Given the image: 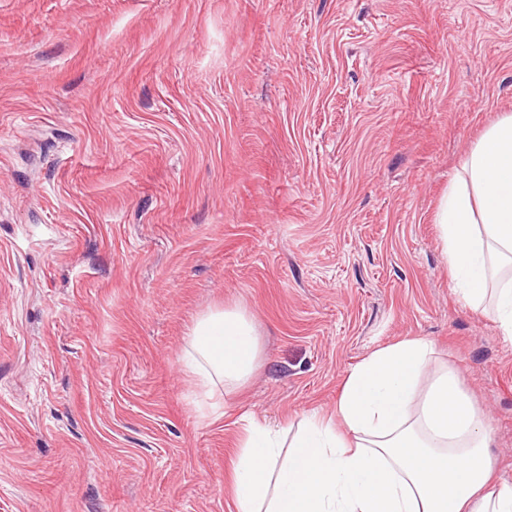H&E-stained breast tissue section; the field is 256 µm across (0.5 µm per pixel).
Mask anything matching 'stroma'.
<instances>
[{"mask_svg":"<svg viewBox=\"0 0 512 512\" xmlns=\"http://www.w3.org/2000/svg\"><path fill=\"white\" fill-rule=\"evenodd\" d=\"M512 111V0H0V512H234L242 415L422 337L512 488V341L440 198ZM253 318L222 416L180 356Z\"/></svg>","mask_w":512,"mask_h":512,"instance_id":"stroma-1","label":"stroma"}]
</instances>
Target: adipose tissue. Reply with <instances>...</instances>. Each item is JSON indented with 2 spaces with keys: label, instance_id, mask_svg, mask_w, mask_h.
<instances>
[{
  "label": "adipose tissue",
  "instance_id": "ef3b65f1",
  "mask_svg": "<svg viewBox=\"0 0 512 512\" xmlns=\"http://www.w3.org/2000/svg\"><path fill=\"white\" fill-rule=\"evenodd\" d=\"M436 222L457 291L493 301L512 340V113L472 146ZM434 345L406 339L348 374L334 416L294 434L249 423L228 483L235 512H512L492 481L486 421L456 373L430 371ZM253 319L241 308L202 313L183 366L208 395L232 393L260 364Z\"/></svg>",
  "mask_w": 512,
  "mask_h": 512
}]
</instances>
